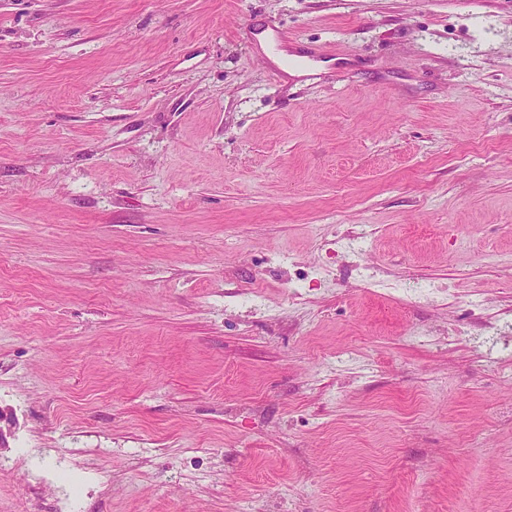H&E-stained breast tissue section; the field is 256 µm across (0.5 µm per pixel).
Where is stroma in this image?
I'll list each match as a JSON object with an SVG mask.
<instances>
[{
	"label": "stroma",
	"instance_id": "35a3bbf8",
	"mask_svg": "<svg viewBox=\"0 0 512 512\" xmlns=\"http://www.w3.org/2000/svg\"><path fill=\"white\" fill-rule=\"evenodd\" d=\"M0 431V512H512V0H0Z\"/></svg>",
	"mask_w": 512,
	"mask_h": 512
}]
</instances>
